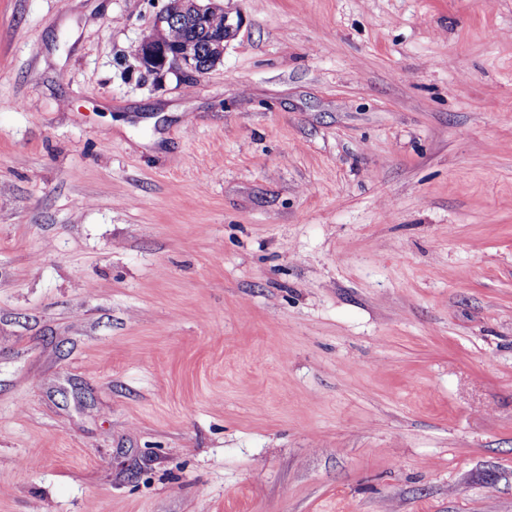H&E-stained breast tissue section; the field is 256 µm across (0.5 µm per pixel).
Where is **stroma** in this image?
<instances>
[{
  "instance_id": "35a3bbf8",
  "label": "stroma",
  "mask_w": 512,
  "mask_h": 512,
  "mask_svg": "<svg viewBox=\"0 0 512 512\" xmlns=\"http://www.w3.org/2000/svg\"><path fill=\"white\" fill-rule=\"evenodd\" d=\"M0 0V512H512V0ZM221 0H167L164 8L156 14L149 31L142 36L134 50V66L148 74L179 72L204 74L224 62V38L232 35L241 25L224 12ZM179 21L186 29L203 30L208 35L207 55L201 59L195 40L188 39L176 45L181 38L182 26L171 25ZM221 25L215 27L214 22ZM167 28L159 32L164 26ZM159 32V35H158ZM159 36V38H158ZM161 41H160V40Z\"/></svg>"
}]
</instances>
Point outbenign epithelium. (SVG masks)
Listing matches in <instances>:
<instances>
[{
  "mask_svg": "<svg viewBox=\"0 0 512 512\" xmlns=\"http://www.w3.org/2000/svg\"><path fill=\"white\" fill-rule=\"evenodd\" d=\"M176 20L187 29L207 33L205 57L199 56L193 39L176 45L159 40L158 32ZM240 25L241 21L224 12L220 0H167L149 31L139 40L134 66L141 72L155 75L165 72L204 74L224 62V38L236 32Z\"/></svg>",
  "mask_w": 512,
  "mask_h": 512,
  "instance_id": "1",
  "label": "benign epithelium"
}]
</instances>
